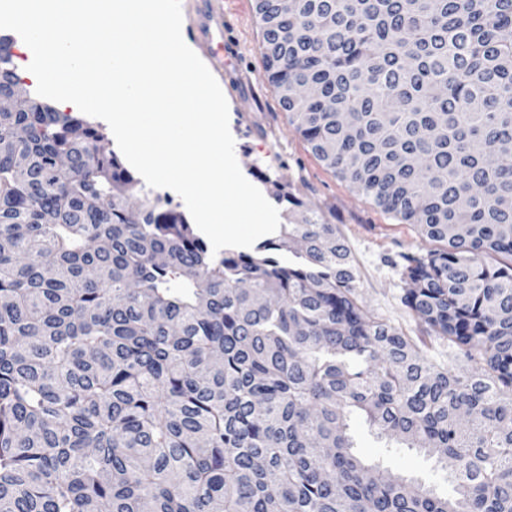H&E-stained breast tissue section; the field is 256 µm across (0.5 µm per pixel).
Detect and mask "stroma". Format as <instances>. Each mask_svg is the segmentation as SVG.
<instances>
[{"label":"stroma","mask_w":512,"mask_h":512,"mask_svg":"<svg viewBox=\"0 0 512 512\" xmlns=\"http://www.w3.org/2000/svg\"><path fill=\"white\" fill-rule=\"evenodd\" d=\"M224 42L211 41L208 22L200 13L202 0H182L183 24L197 29L192 46L217 79L229 105L235 155L245 178L262 171L285 184L303 203L338 225L361 272L359 298L375 315L406 334L421 337L434 362L450 366L448 343L422 336L415 316L400 303L405 286L401 254L419 255L435 249L417 227L392 218L371 197L328 168L288 120L263 67V46L253 0H223ZM349 432L358 455L381 465L387 473L415 478L438 493L453 495L446 470L423 452L388 448L371 432L361 414H352Z\"/></svg>","instance_id":"stroma-1"}]
</instances>
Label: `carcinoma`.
<instances>
[{
  "mask_svg": "<svg viewBox=\"0 0 512 512\" xmlns=\"http://www.w3.org/2000/svg\"><path fill=\"white\" fill-rule=\"evenodd\" d=\"M313 153L440 244L401 303L465 369L360 302L338 226L212 253L0 35V512H512V0H254ZM313 84L317 98L284 94ZM445 464L391 477L348 419Z\"/></svg>",
  "mask_w": 512,
  "mask_h": 512,
  "instance_id": "obj_1",
  "label": "carcinoma"
}]
</instances>
